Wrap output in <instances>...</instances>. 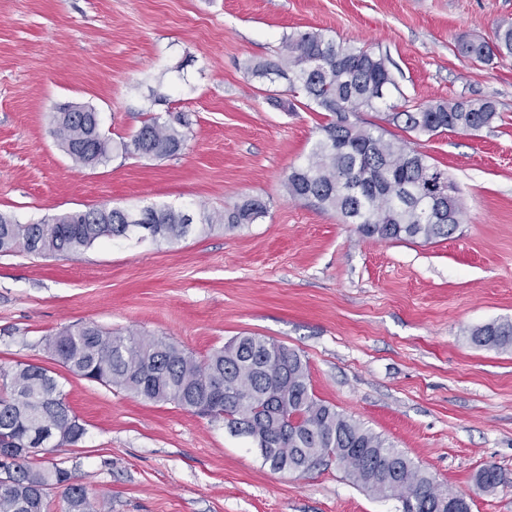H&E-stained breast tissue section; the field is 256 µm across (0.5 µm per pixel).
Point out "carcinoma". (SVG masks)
<instances>
[{"label": "carcinoma", "mask_w": 512, "mask_h": 512, "mask_svg": "<svg viewBox=\"0 0 512 512\" xmlns=\"http://www.w3.org/2000/svg\"><path fill=\"white\" fill-rule=\"evenodd\" d=\"M277 62L257 61L249 70L275 74L288 90L302 94L306 107L332 116L307 160L287 176L288 194L312 201L340 215L368 238L425 241L454 233L463 213L458 191L448 174L408 142L386 137V130L351 120L360 112H376L396 82L389 59L363 47L344 44L317 32L283 38ZM461 55L489 63L512 60V20L498 24L494 41H463ZM500 118L489 98L414 102L390 115L403 129L418 135L467 132L490 127ZM96 112L53 116L61 147L80 166L109 158L112 140L93 135ZM185 117L146 120L125 153L168 157L185 140ZM267 212L265 202L249 198L201 224L224 223L230 229L253 224ZM188 212L147 207L131 212L97 208L56 215L36 224H21L0 213V253L18 246L30 252L75 255L96 242L137 236L174 240L189 235L195 224ZM480 347L512 352V320L494 321L470 330ZM48 351L75 376L113 386L156 404H175L213 419L230 432L252 440L264 464L278 472L304 473L313 461L322 464L342 455L345 477L370 494L401 502L403 512H470L466 499L435 484L432 476L381 435L317 398L307 361L295 349L260 336H236L205 359L161 338L130 339L97 325H72L45 338ZM249 397L247 407L240 399ZM55 435L59 447L76 444L86 433L56 378L43 367L19 364L0 370V512H49L48 492L64 487L65 512H93L85 488L75 474L56 464L39 465V439ZM488 492L505 483L494 466L475 476Z\"/></svg>", "instance_id": "obj_1"}]
</instances>
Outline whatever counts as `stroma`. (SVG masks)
<instances>
[{
  "label": "stroma",
  "instance_id": "stroma-1",
  "mask_svg": "<svg viewBox=\"0 0 512 512\" xmlns=\"http://www.w3.org/2000/svg\"><path fill=\"white\" fill-rule=\"evenodd\" d=\"M512 0H0V212L36 223L97 207L220 214L253 197L265 217L178 241L108 240L75 256L0 254V369H48L86 427L51 455L96 512H401L336 462L302 475L264 465L223 421L74 376L46 337L92 323L159 336L199 359L241 335L298 350L315 395L392 442L470 512H512V352L470 328L512 319V61L458 42L492 40ZM319 32L388 55L404 98L488 97L502 122L411 135L463 206L448 238L391 241L289 196L291 168L325 113L286 80L251 77L286 35ZM293 109H285L284 101ZM88 106L131 140L151 116L184 114L180 153H115L76 165L54 134L59 105ZM494 466L496 492L473 476Z\"/></svg>",
  "mask_w": 512,
  "mask_h": 512
}]
</instances>
